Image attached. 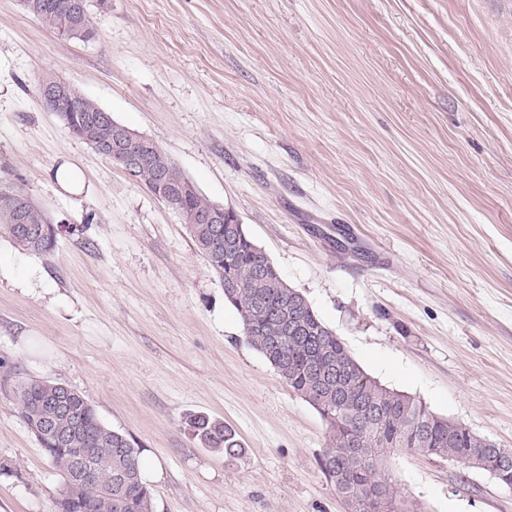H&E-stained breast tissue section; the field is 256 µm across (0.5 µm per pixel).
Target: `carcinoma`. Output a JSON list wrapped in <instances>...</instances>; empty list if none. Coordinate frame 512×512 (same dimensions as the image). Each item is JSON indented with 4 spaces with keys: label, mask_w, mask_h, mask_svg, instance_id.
<instances>
[{
    "label": "carcinoma",
    "mask_w": 512,
    "mask_h": 512,
    "mask_svg": "<svg viewBox=\"0 0 512 512\" xmlns=\"http://www.w3.org/2000/svg\"><path fill=\"white\" fill-rule=\"evenodd\" d=\"M72 0H20V7L36 21L69 40L90 41L95 36L90 17L84 24L66 26ZM78 110L64 113L68 131L85 144L112 143L114 119L77 90ZM125 173L151 190L158 179L147 161ZM172 200L183 210L182 221L196 250L224 284V299L237 311L247 343L273 366L280 378L312 406L327 425L328 448L322 468L348 503L359 501L367 490L390 499L392 512H405L394 494L381 463L392 448L379 447L382 433L393 448L419 450L428 456L458 462L483 447L482 438L465 426L435 414L422 401L391 390L372 379L351 356L344 342L316 315L305 297L281 278L263 251L237 223L233 211L202 195L173 161L164 167ZM218 216L215 224H196L202 213ZM24 223L0 211V230L21 249L48 253L57 235L77 227L51 224L31 198H26ZM21 416L38 437L60 471L64 492L55 512H154V495L143 482L141 449L125 435L104 425L79 391L51 380L26 384L19 395ZM58 421L69 431L67 448L56 449L39 431L41 424ZM186 424L200 443L229 459L245 448L223 422L190 415ZM75 448H110L112 458L99 456L91 463L101 469L98 484L70 499L67 489L76 477Z\"/></svg>",
    "instance_id": "cac0c4a2"
}]
</instances>
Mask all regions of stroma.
Returning a JSON list of instances; mask_svg holds the SVG:
<instances>
[{
  "label": "stroma",
  "mask_w": 512,
  "mask_h": 512,
  "mask_svg": "<svg viewBox=\"0 0 512 512\" xmlns=\"http://www.w3.org/2000/svg\"><path fill=\"white\" fill-rule=\"evenodd\" d=\"M87 5L81 42L0 0V188L78 227L49 254L0 232V512L63 490L21 416L34 380L143 448L155 512H350L318 412L246 343L181 218L46 107V74L232 209L369 376L512 450V0ZM198 413L245 456L203 447ZM385 466L409 512H512L457 461Z\"/></svg>",
  "instance_id": "1"
}]
</instances>
